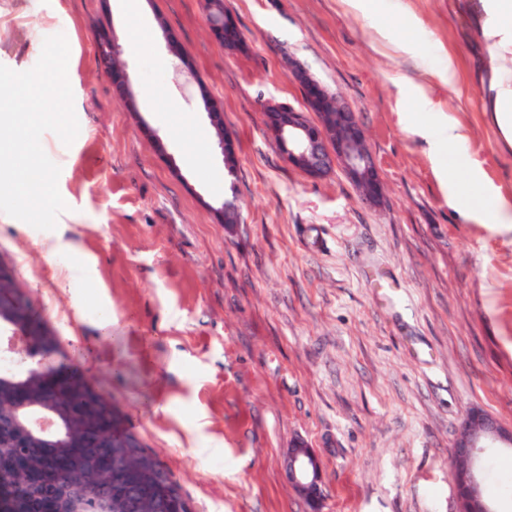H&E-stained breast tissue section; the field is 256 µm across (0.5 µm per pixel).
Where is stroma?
Listing matches in <instances>:
<instances>
[{
    "instance_id": "obj_1",
    "label": "stroma",
    "mask_w": 512,
    "mask_h": 512,
    "mask_svg": "<svg viewBox=\"0 0 512 512\" xmlns=\"http://www.w3.org/2000/svg\"><path fill=\"white\" fill-rule=\"evenodd\" d=\"M126 2L0 0V65L32 69L58 34L70 47L80 131L41 142L61 168L63 233L92 277L58 287L47 231L0 221V260L61 355L192 512H313L285 467L300 439L324 474L320 512H458L451 450L465 416L512 426V226L457 213L475 168L483 197H512V148L473 84L467 15L455 0H382L370 15L344 0H224L244 38L227 51L203 0H139L133 16ZM132 26L152 31L151 47L130 45ZM104 29L135 77L132 104L99 64ZM406 34L412 48L396 50ZM452 57L457 76L441 82ZM292 60L354 108L381 207L342 169L315 180L285 160L261 103L302 106ZM208 99L224 108L235 173ZM439 111L468 131L451 154L429 150ZM472 468L489 512H512V447L482 449Z\"/></svg>"
}]
</instances>
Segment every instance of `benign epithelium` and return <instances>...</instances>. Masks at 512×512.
I'll use <instances>...</instances> for the list:
<instances>
[{"label":"benign epithelium","instance_id":"benign-epithelium-1","mask_svg":"<svg viewBox=\"0 0 512 512\" xmlns=\"http://www.w3.org/2000/svg\"><path fill=\"white\" fill-rule=\"evenodd\" d=\"M98 41L104 43L108 59L102 69L112 84L120 89L121 100H133L132 74L121 59L110 32H101ZM290 75L300 86L304 100L318 115L312 123L303 111L274 99L265 101L264 109L276 113L269 129L283 144H288L285 159L289 164L314 179L328 176L336 166H341L355 184L362 199L373 206L380 205L385 196L384 184L375 159L367 145L366 134L358 122L355 111L340 97L330 95L306 72L291 65ZM207 114L214 126L223 157L234 154L230 139L224 136V112L214 103H206ZM0 324L7 328L0 331V353L11 358L18 367L34 366L30 376L41 380L42 391L38 398H27L0 403V429L15 437L18 448L53 439L65 444H80L87 434L70 415H61L47 407L45 400L55 381L73 370L70 364L54 361L56 343L49 340L35 344L27 328L14 322V314L0 309ZM512 447V427H507L491 414L472 410L464 419L452 445L453 456L461 466L454 472L455 484L465 485L468 496L475 503L470 512H488L479 493V483L471 471L475 453L493 443ZM288 476L295 490L316 503L320 510L324 478L315 451L302 439L297 440L287 454ZM68 483L78 490L69 506V512H85L86 503L101 507V512H112V479L93 475L86 469H74L67 475Z\"/></svg>","mask_w":512,"mask_h":512}]
</instances>
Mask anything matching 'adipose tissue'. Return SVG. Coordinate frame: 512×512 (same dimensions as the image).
Masks as SVG:
<instances>
[{
  "label": "adipose tissue",
  "mask_w": 512,
  "mask_h": 512,
  "mask_svg": "<svg viewBox=\"0 0 512 512\" xmlns=\"http://www.w3.org/2000/svg\"><path fill=\"white\" fill-rule=\"evenodd\" d=\"M473 26L484 45L479 62V89L487 111L502 134L507 146H512V0H478L471 8ZM481 177L471 172L465 185L468 198L459 207L465 220L480 218L485 224H511L512 203L499 199L494 207H486L479 198ZM43 246L56 262L59 287L84 274L86 266L76 261L78 252L73 241L53 235Z\"/></svg>",
  "instance_id": "obj_1"
}]
</instances>
